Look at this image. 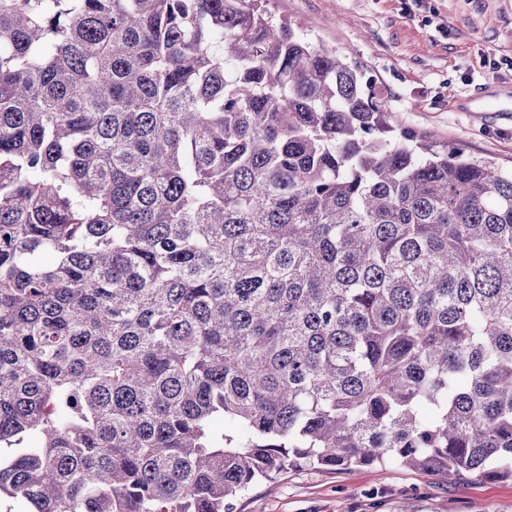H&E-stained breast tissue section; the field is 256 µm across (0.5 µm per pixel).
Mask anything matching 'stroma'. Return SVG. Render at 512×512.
<instances>
[{
	"label": "stroma",
	"mask_w": 512,
	"mask_h": 512,
	"mask_svg": "<svg viewBox=\"0 0 512 512\" xmlns=\"http://www.w3.org/2000/svg\"><path fill=\"white\" fill-rule=\"evenodd\" d=\"M277 16L357 65L397 132L512 167V0H270ZM231 512H512L511 481L406 468H306Z\"/></svg>",
	"instance_id": "1"
}]
</instances>
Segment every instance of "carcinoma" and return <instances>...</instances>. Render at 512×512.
<instances>
[{"mask_svg":"<svg viewBox=\"0 0 512 512\" xmlns=\"http://www.w3.org/2000/svg\"><path fill=\"white\" fill-rule=\"evenodd\" d=\"M268 0H0V496L230 512L512 480V169L389 135ZM232 503L230 512H512V482L399 467L306 468L259 483Z\"/></svg>","mask_w":512,"mask_h":512,"instance_id":"carcinoma-1","label":"carcinoma"}]
</instances>
